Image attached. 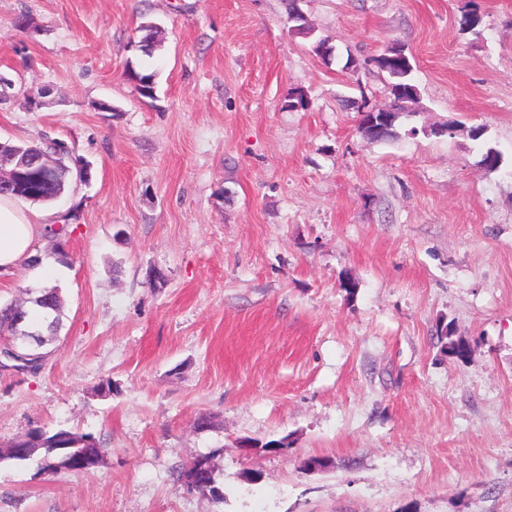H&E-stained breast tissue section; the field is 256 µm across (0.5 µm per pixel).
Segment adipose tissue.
Wrapping results in <instances>:
<instances>
[{
	"label": "adipose tissue",
	"mask_w": 512,
	"mask_h": 512,
	"mask_svg": "<svg viewBox=\"0 0 512 512\" xmlns=\"http://www.w3.org/2000/svg\"><path fill=\"white\" fill-rule=\"evenodd\" d=\"M41 228L39 215L23 210L13 198L0 196V275L33 258L32 243Z\"/></svg>",
	"instance_id": "1"
}]
</instances>
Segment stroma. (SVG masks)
I'll use <instances>...</instances> for the list:
<instances>
[{
    "mask_svg": "<svg viewBox=\"0 0 512 512\" xmlns=\"http://www.w3.org/2000/svg\"><path fill=\"white\" fill-rule=\"evenodd\" d=\"M474 1L467 30V0H299L327 61L283 0H0V142L93 166L22 204L71 263L41 368L0 371V446L41 427L104 449L87 474L1 461L0 512H512V0ZM394 42L420 112L369 140L355 104L387 107L386 77L347 61ZM202 455L218 495L176 479Z\"/></svg>",
    "mask_w": 512,
    "mask_h": 512,
    "instance_id": "stroma-1",
    "label": "stroma"
}]
</instances>
